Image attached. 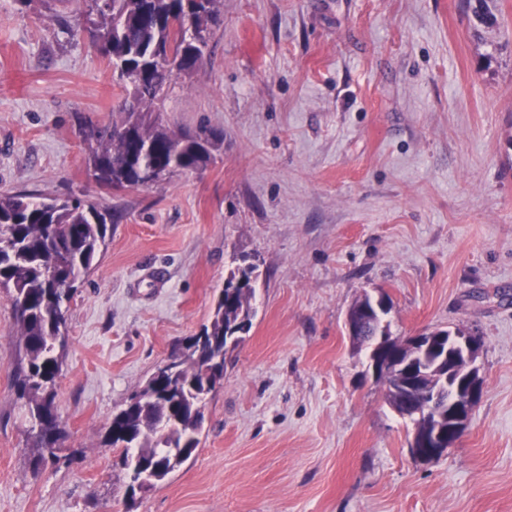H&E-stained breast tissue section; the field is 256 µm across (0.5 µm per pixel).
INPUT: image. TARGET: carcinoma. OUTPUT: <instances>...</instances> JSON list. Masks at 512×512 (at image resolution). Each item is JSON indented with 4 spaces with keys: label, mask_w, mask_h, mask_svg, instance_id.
Listing matches in <instances>:
<instances>
[{
    "label": "carcinoma",
    "mask_w": 512,
    "mask_h": 512,
    "mask_svg": "<svg viewBox=\"0 0 512 512\" xmlns=\"http://www.w3.org/2000/svg\"><path fill=\"white\" fill-rule=\"evenodd\" d=\"M86 3L89 33L96 50L123 82L125 95L115 107L117 118L94 126L86 135L96 182L106 188L135 189L155 183L175 170H196L221 149L223 138L203 126L194 134H174L153 118L164 87L192 73L204 59L217 0H110L105 10ZM112 214L88 198L0 193V290L10 294L23 356L15 370L19 399L33 425L28 432L31 462L38 465L60 451V428L54 405L62 353L66 346L63 301L81 273L90 269L106 245ZM251 266L230 272L217 297L210 326L183 349L185 368L171 391L148 379L141 392L153 397L144 411L117 414L106 443L122 450L126 463L159 468L157 481L175 469L169 454L188 460L199 447L203 420H193L188 400L202 388L197 359L213 347L231 349L226 336L250 325L254 288L234 285ZM173 413L180 424L158 430L156 423Z\"/></svg>",
    "instance_id": "1"
}]
</instances>
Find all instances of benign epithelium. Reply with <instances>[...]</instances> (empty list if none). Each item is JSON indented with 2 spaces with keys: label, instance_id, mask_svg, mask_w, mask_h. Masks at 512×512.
Returning a JSON list of instances; mask_svg holds the SVG:
<instances>
[{
  "label": "benign epithelium",
  "instance_id": "obj_1",
  "mask_svg": "<svg viewBox=\"0 0 512 512\" xmlns=\"http://www.w3.org/2000/svg\"><path fill=\"white\" fill-rule=\"evenodd\" d=\"M364 309L351 308L345 317V330L350 341L355 343L363 338L361 333ZM433 333H423L407 340L380 334L371 337L372 348H377L384 341H393L406 350L409 359H426ZM448 371L432 375V370L421 367L420 381L407 387L416 396V401L407 403L396 413L414 421V429L408 442L412 456L420 461L438 458L458 443L466 434L473 411L479 403L484 382L477 365L483 338L464 329L449 331ZM372 376L382 387L389 386L394 378L402 383L405 364L386 360H370ZM181 372L180 354L169 356L153 373L157 378H175ZM448 411V429H443L439 413ZM129 483L142 493L154 484L149 473L130 466Z\"/></svg>",
  "mask_w": 512,
  "mask_h": 512
}]
</instances>
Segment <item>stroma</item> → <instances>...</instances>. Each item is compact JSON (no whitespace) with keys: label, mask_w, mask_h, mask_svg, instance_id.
Returning <instances> with one entry per match:
<instances>
[{"label":"stroma","mask_w":512,"mask_h":512,"mask_svg":"<svg viewBox=\"0 0 512 512\" xmlns=\"http://www.w3.org/2000/svg\"><path fill=\"white\" fill-rule=\"evenodd\" d=\"M82 0H0V192L113 213L63 304L61 459L33 468L0 292V512H512V0H223L162 124L207 126L199 171L114 191L82 139L123 85ZM251 327L224 357L195 454L128 500L108 424L211 322L238 256ZM384 295L390 334L483 338L484 391L431 462L344 330Z\"/></svg>","instance_id":"obj_1"}]
</instances>
